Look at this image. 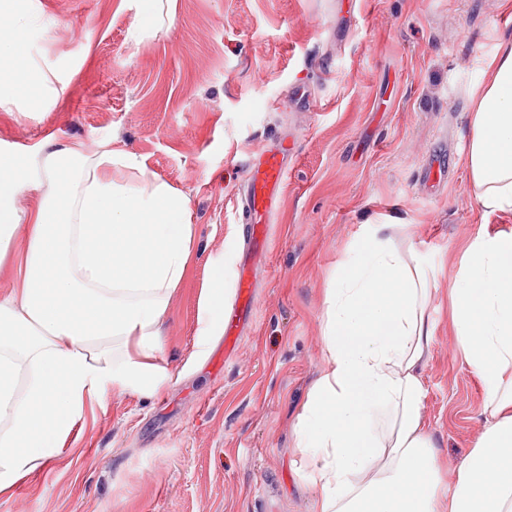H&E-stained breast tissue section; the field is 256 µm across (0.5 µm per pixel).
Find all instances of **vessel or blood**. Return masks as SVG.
I'll list each match as a JSON object with an SVG mask.
<instances>
[{
	"label": "vessel or blood",
	"mask_w": 512,
	"mask_h": 512,
	"mask_svg": "<svg viewBox=\"0 0 512 512\" xmlns=\"http://www.w3.org/2000/svg\"><path fill=\"white\" fill-rule=\"evenodd\" d=\"M288 153L287 145L273 146L248 164L249 178L241 203L251 226L250 245L240 265L235 298L224 310V349L228 352L236 345L255 311L252 270L264 254L267 226L281 199L288 172Z\"/></svg>",
	"instance_id": "vessel-or-blood-1"
}]
</instances>
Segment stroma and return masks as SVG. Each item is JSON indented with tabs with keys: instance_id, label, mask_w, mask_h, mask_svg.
Masks as SVG:
<instances>
[{
	"instance_id": "stroma-1",
	"label": "stroma",
	"mask_w": 512,
	"mask_h": 512,
	"mask_svg": "<svg viewBox=\"0 0 512 512\" xmlns=\"http://www.w3.org/2000/svg\"><path fill=\"white\" fill-rule=\"evenodd\" d=\"M39 16L10 40L16 98L0 109V161L32 166L48 135L85 152L112 143L191 198L194 250L167 319L160 364L176 378L150 399L107 393L74 450L0 512H312L293 426L321 369L320 318L364 225H397L429 275L434 343L422 414L459 463L483 424L484 382L451 328L450 280L483 215L461 155L471 92L502 41L512 0H176L167 32L129 43L136 0H24ZM43 75L54 95L21 91ZM291 147L255 313L223 370L197 353L208 269L233 288L247 226L236 194L246 161Z\"/></svg>"
}]
</instances>
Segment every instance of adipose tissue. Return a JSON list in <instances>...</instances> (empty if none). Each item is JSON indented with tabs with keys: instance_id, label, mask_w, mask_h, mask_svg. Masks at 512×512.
Segmentation results:
<instances>
[{
	"instance_id": "1",
	"label": "adipose tissue",
	"mask_w": 512,
	"mask_h": 512,
	"mask_svg": "<svg viewBox=\"0 0 512 512\" xmlns=\"http://www.w3.org/2000/svg\"><path fill=\"white\" fill-rule=\"evenodd\" d=\"M174 11L139 0L134 33L159 36ZM470 124L469 193L512 214V40ZM40 150L32 178L45 191L25 210L24 180L0 164V263L24 250L21 287L0 298V495L62 457L108 389L150 398L168 383L154 359L194 244L189 196L135 153L87 155L52 135ZM393 232L370 225L325 299L323 365L294 426L313 512H512V233L476 236L450 287L456 344L485 381V425L453 469L421 413L429 279ZM225 302L217 265L200 290L199 347L223 334Z\"/></svg>"
}]
</instances>
